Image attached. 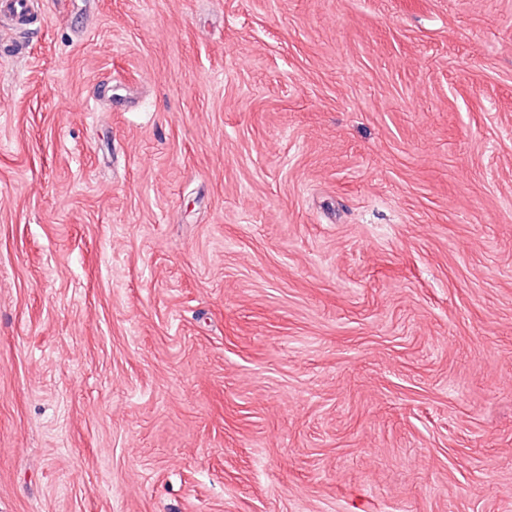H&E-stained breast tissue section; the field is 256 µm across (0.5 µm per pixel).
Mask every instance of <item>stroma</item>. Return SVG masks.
Here are the masks:
<instances>
[{"mask_svg":"<svg viewBox=\"0 0 512 512\" xmlns=\"http://www.w3.org/2000/svg\"><path fill=\"white\" fill-rule=\"evenodd\" d=\"M40 8L0 512H512V0Z\"/></svg>","mask_w":512,"mask_h":512,"instance_id":"obj_1","label":"stroma"}]
</instances>
